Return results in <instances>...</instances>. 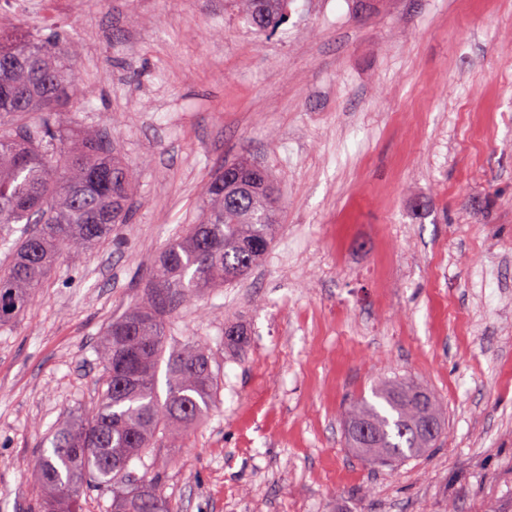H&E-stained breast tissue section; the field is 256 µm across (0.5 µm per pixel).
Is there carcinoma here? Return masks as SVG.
Segmentation results:
<instances>
[{"label": "carcinoma", "instance_id": "carcinoma-1", "mask_svg": "<svg viewBox=\"0 0 512 512\" xmlns=\"http://www.w3.org/2000/svg\"><path fill=\"white\" fill-rule=\"evenodd\" d=\"M244 19L260 32L288 19V0H237ZM72 41L29 35L0 38V224L17 238H3L10 257L0 270V326L26 311L54 264L64 255L92 249L132 221L136 171L101 134L73 139L53 122L67 103L77 71L65 59L77 55ZM255 183L237 205L224 204V167L208 182L198 223L172 240L155 259L137 304L105 330L100 347L106 378L90 412L62 424L42 444L33 466L40 488L38 512H82L90 490L112 492V512H174L156 483L122 484L130 462L159 438L208 414L216 383L202 344L166 351V317L224 285L244 279L264 253L249 243H273L279 207L268 199L267 173L241 157L232 163ZM166 363L167 392L156 375ZM348 420L372 429L371 443L350 447L372 459L402 461L423 455L436 441L418 434L424 416L441 422L428 391L405 380L376 386Z\"/></svg>", "mask_w": 512, "mask_h": 512}]
</instances>
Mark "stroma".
I'll return each mask as SVG.
<instances>
[{"label":"stroma","mask_w":512,"mask_h":512,"mask_svg":"<svg viewBox=\"0 0 512 512\" xmlns=\"http://www.w3.org/2000/svg\"><path fill=\"white\" fill-rule=\"evenodd\" d=\"M13 2L19 32L78 42L60 120L107 133L138 183L118 237L0 326V512H30L40 445L99 399L105 327L242 156L274 179V242L169 316L216 399L131 475L177 512H512V0H289L269 36L232 0ZM395 378L445 433L380 469L344 420Z\"/></svg>","instance_id":"stroma-1"}]
</instances>
